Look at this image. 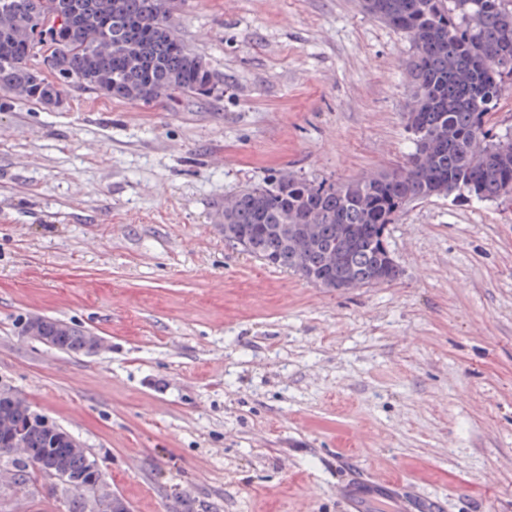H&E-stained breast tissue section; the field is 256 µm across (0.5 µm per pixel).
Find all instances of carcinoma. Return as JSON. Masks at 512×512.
<instances>
[{
	"instance_id": "obj_1",
	"label": "carcinoma",
	"mask_w": 512,
	"mask_h": 512,
	"mask_svg": "<svg viewBox=\"0 0 512 512\" xmlns=\"http://www.w3.org/2000/svg\"><path fill=\"white\" fill-rule=\"evenodd\" d=\"M82 2L86 21L60 26L48 45L60 72L36 84L37 27L58 17L63 0H0V92L46 102L78 84L150 104L215 89L218 76L175 31L172 0ZM362 9L409 39L405 119L412 151L394 168L344 182L279 171L234 192L219 216L224 241L336 290L400 276L383 235L411 203L512 201V131L487 127L488 115L512 88L506 84L512 81V0H362ZM52 333L60 349L75 355L85 354L93 339L50 318L43 335ZM44 420L27 399L0 391V443L21 427L24 447L59 449L52 473L96 481L87 450L53 441ZM6 461L22 477H48L20 452ZM119 502L104 484L96 512H122Z\"/></svg>"
}]
</instances>
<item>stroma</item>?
<instances>
[{
	"mask_svg": "<svg viewBox=\"0 0 512 512\" xmlns=\"http://www.w3.org/2000/svg\"><path fill=\"white\" fill-rule=\"evenodd\" d=\"M220 78L153 107L71 85L0 109V381L74 435L129 512H512V204L434 197L390 225L398 280L338 291L224 243L240 187L331 182L412 149L408 40L360 0H178ZM52 317L72 356L19 335ZM77 491L0 478V512ZM48 320L44 332L39 336H49L55 326L56 328H65V332L55 331L59 337L60 349L69 354H86L87 347L91 343L93 336L88 331L82 330L75 325H69L61 320L45 318Z\"/></svg>",
	"mask_w": 512,
	"mask_h": 512,
	"instance_id": "35a3bbf8",
	"label": "stroma"
}]
</instances>
